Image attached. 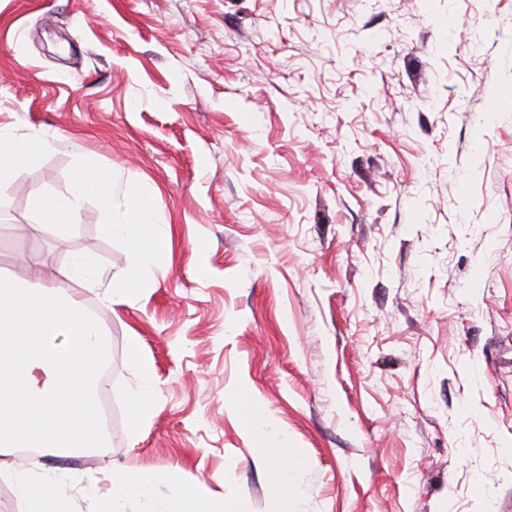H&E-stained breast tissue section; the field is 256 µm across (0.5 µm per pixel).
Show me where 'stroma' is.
<instances>
[{
  "label": "stroma",
  "mask_w": 512,
  "mask_h": 512,
  "mask_svg": "<svg viewBox=\"0 0 512 512\" xmlns=\"http://www.w3.org/2000/svg\"><path fill=\"white\" fill-rule=\"evenodd\" d=\"M0 131L58 142L0 184V271L153 284L87 299L105 447L28 467L274 512L282 442L296 512H512V0H0ZM80 162L153 187L165 263L91 199L36 227ZM140 367L142 384L131 398V422L134 429L146 425L157 404L156 379L153 370L149 363L144 360L141 361Z\"/></svg>",
  "instance_id": "35a3bbf8"
}]
</instances>
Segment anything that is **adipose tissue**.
Here are the masks:
<instances>
[{
	"label": "adipose tissue",
	"instance_id": "ef3b65f1",
	"mask_svg": "<svg viewBox=\"0 0 512 512\" xmlns=\"http://www.w3.org/2000/svg\"><path fill=\"white\" fill-rule=\"evenodd\" d=\"M55 146L45 137L0 132V183L36 153ZM150 196L149 187L130 189L125 196L130 222H108L104 229L120 236L131 254L144 251L161 263L169 255L171 238L156 224ZM88 199L104 215L115 208L111 180L95 167L81 165L72 173L67 194L39 192L33 205L42 227L64 241ZM150 287L134 266L118 279H103L87 256L75 257L62 280L48 286L0 274V472L11 476L24 512H80L79 499L91 497L95 488L69 475L34 472L15 455L19 448L82 453L102 444L97 397L109 351L86 294L110 309L129 304ZM61 336L66 339L62 345L57 342ZM155 481L154 474L133 467L117 470L110 477V495L97 502L95 512H120L121 501L149 497Z\"/></svg>",
	"mask_w": 512,
	"mask_h": 512
}]
</instances>
